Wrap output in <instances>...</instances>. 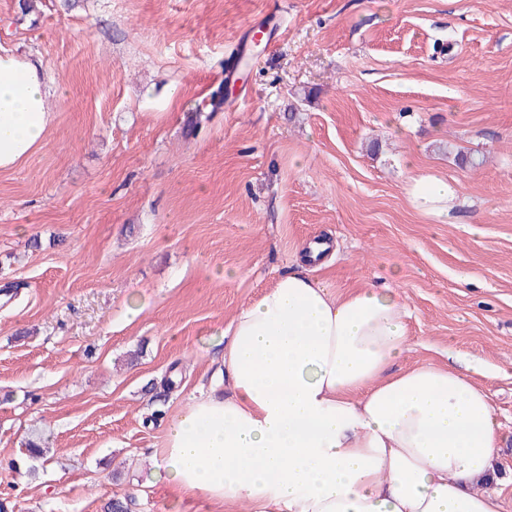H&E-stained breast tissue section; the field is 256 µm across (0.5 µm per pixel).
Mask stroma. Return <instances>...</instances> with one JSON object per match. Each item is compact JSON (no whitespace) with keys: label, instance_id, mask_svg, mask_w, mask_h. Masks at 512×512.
<instances>
[{"label":"stroma","instance_id":"obj_1","mask_svg":"<svg viewBox=\"0 0 512 512\" xmlns=\"http://www.w3.org/2000/svg\"><path fill=\"white\" fill-rule=\"evenodd\" d=\"M0 48L53 81L44 145L0 171V512H248L175 497L153 451L320 239L334 293H400L395 370L480 360L512 512V0H0ZM416 176L455 186L446 215ZM455 196L456 190L451 184L431 176L413 178L409 188L411 204L426 214H447Z\"/></svg>","mask_w":512,"mask_h":512}]
</instances>
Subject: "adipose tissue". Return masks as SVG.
<instances>
[{
	"label": "adipose tissue",
	"mask_w": 512,
	"mask_h": 512,
	"mask_svg": "<svg viewBox=\"0 0 512 512\" xmlns=\"http://www.w3.org/2000/svg\"><path fill=\"white\" fill-rule=\"evenodd\" d=\"M46 72L0 50V170L45 142ZM447 181L413 178L415 209L444 215ZM328 242L300 243L296 267L234 316L227 388L169 424L158 467L174 492L255 512H500L486 490L498 431L486 392L432 364L394 371L408 349L398 295L338 296L313 277Z\"/></svg>",
	"instance_id": "obj_1"
}]
</instances>
